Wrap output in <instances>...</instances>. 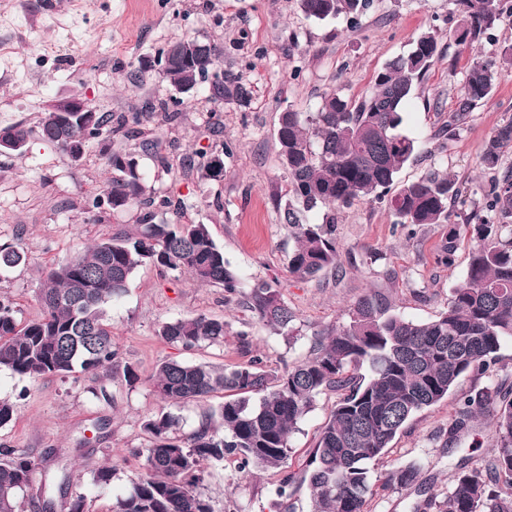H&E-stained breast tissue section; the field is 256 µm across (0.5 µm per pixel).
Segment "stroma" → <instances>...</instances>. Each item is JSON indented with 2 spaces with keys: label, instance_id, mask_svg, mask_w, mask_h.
Listing matches in <instances>:
<instances>
[{
  "label": "stroma",
  "instance_id": "stroma-1",
  "mask_svg": "<svg viewBox=\"0 0 512 512\" xmlns=\"http://www.w3.org/2000/svg\"><path fill=\"white\" fill-rule=\"evenodd\" d=\"M456 22L453 0H370L354 22L307 18L297 0H0V127L36 128L48 105L70 96L115 115L139 111L149 100L180 98L172 120L155 118L145 129L162 153L158 159L142 156L146 185L174 203L157 217L209 225L243 286L273 282L296 313L297 332L295 342H288L237 303H225L222 288L140 268L126 294L109 306L113 339L124 361L137 369L136 384H128L118 367L104 376L76 372L33 382L0 368V398L14 404L0 442L25 450L37 463L21 512H38L46 485L54 512H68L79 495L86 498V512H109L142 468L128 460L127 451L149 446L143 421L166 407L150 383L162 361L238 365L257 354L268 368L280 370L307 357L321 332L347 323L360 297L382 295L405 317L421 321L447 308L452 288L466 273L471 245L462 243L452 265L438 263L443 225L411 233L397 226L391 190L382 199L337 208L339 270L312 279L289 273L292 242L275 207L288 190L277 126L284 110L317 112L324 93L337 90L354 101L368 95L386 63L406 53L421 33H433L442 55L403 114L402 131L417 141L418 151L396 182L436 170L462 182L474 202H481L492 173L480 166L479 154L495 128L512 119V75L501 78L455 140L438 138L472 60L448 37ZM184 37L218 46L216 72L233 71L251 90L248 104L213 99L207 80L180 96L159 77L160 49ZM217 153L224 156L223 178H202L199 164ZM110 174L96 140L76 163L35 137L24 153H0V244L20 246L27 256L0 273V299L13 303L18 321L41 315L38 293L51 267L100 238L136 229L133 212L106 213L100 224L89 219V204ZM198 314L228 322L223 343L186 351L158 336L160 322ZM241 331L251 335V349L241 347ZM500 355L501 372L462 378L447 400L418 413L393 441L377 478L396 467L420 465L442 503L453 489L460 456L486 466L496 446L491 416L472 423L456 453H447L438 437L471 387L512 382V340ZM338 398L333 391L317 397L290 437L287 470L302 469ZM105 465L116 470L112 485L94 490L93 474ZM66 469L73 477L64 486L60 477ZM280 478L272 471L244 474L229 457L205 466L196 490L213 512H310L302 491L289 504L279 503Z\"/></svg>",
  "mask_w": 512,
  "mask_h": 512
}]
</instances>
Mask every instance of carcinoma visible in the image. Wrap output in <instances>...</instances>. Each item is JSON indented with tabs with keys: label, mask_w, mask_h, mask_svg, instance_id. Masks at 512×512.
<instances>
[{
	"label": "carcinoma",
	"mask_w": 512,
	"mask_h": 512,
	"mask_svg": "<svg viewBox=\"0 0 512 512\" xmlns=\"http://www.w3.org/2000/svg\"><path fill=\"white\" fill-rule=\"evenodd\" d=\"M458 12L450 37L462 49L493 40L508 0H453ZM367 0H299V8L319 21L341 16L352 21ZM175 46H192L191 58L167 56L162 50L159 76L180 93H189L209 74L220 52L209 41L186 37ZM441 55L436 37L418 36L406 54L378 71L370 94L350 101L336 91L322 98L318 111L280 113L277 142L281 164L288 172L287 199L277 200L284 229L293 239L288 269L302 279L340 266L336 247V207L358 199H379L417 151L414 139L401 132L402 113ZM512 67V47L502 62L477 58L468 68L455 107L440 134L452 141L481 103L494 92L503 68ZM216 99L242 104L251 91L226 71L215 83ZM157 112L169 114L166 102L144 105L141 112L117 118L83 115L68 126L61 115L44 111L37 130L21 124L4 127L5 152L21 154L32 134L70 155V140L130 139ZM512 150V119L484 142L480 159L496 170ZM164 157L143 139L139 146L108 153L112 176L92 199L98 215L140 211L135 233L110 236L48 271L40 292L42 314L20 324L12 304L0 301V367L22 379L68 376L78 370L98 374L121 363L112 340L108 305L121 298L134 273L142 267L185 273L199 285L224 289V299L240 306L258 322L284 335H294L296 315L267 280H256L241 291L236 271L224 250L202 223L156 222V212L172 206L168 197H154L144 183L140 157ZM472 201L446 174L430 172L403 184L394 198L398 223L445 224L438 260L451 265L462 233L477 245L470 251L463 279L452 289L447 308L435 318L415 321L397 312L382 296L357 301L350 320L322 333L306 359L280 372L266 369L255 355L242 365L215 366L167 360L150 378L154 392L171 406L224 394V401L202 418L184 440L173 436L179 417L161 411L142 423L151 444L133 449L145 458L144 471L130 479L112 512H213L195 489L204 466L233 455L262 471H281L291 453L290 435L326 391H340L329 419L298 474L280 481L277 495L292 498L306 487L312 512H364L367 499L391 487H418L421 470L407 465L389 471L381 484L375 471L408 422L454 390L466 375L480 376L499 363L502 344L512 340V170L495 178L483 195L482 214L466 224L451 221L452 208ZM323 212L322 221L307 215ZM24 251L0 246V269L19 265ZM228 323L203 314L165 321L157 335L168 343L193 350L224 342ZM490 412L497 439L491 464L472 467L460 460L446 512H512V385L472 387L459 399L458 417L448 435L455 439L479 415ZM35 461L19 448L0 444V512H19L20 494L32 481Z\"/></svg>",
	"instance_id": "cac0c4a2"
}]
</instances>
